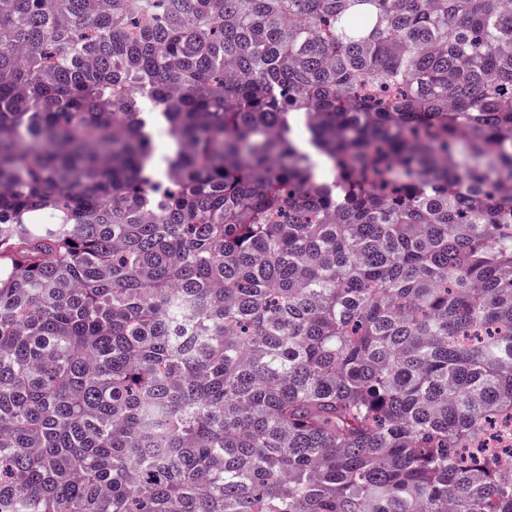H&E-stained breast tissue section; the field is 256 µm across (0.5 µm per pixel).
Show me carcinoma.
<instances>
[{
  "label": "carcinoma",
  "instance_id": "carcinoma-1",
  "mask_svg": "<svg viewBox=\"0 0 512 512\" xmlns=\"http://www.w3.org/2000/svg\"><path fill=\"white\" fill-rule=\"evenodd\" d=\"M504 182V0H0V512H512Z\"/></svg>",
  "mask_w": 512,
  "mask_h": 512
}]
</instances>
